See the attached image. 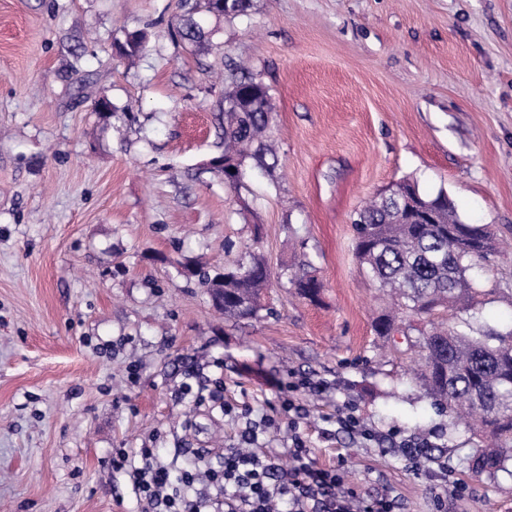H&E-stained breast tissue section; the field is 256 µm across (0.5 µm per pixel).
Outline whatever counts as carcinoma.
Instances as JSON below:
<instances>
[{"label":"carcinoma","mask_w":512,"mask_h":512,"mask_svg":"<svg viewBox=\"0 0 512 512\" xmlns=\"http://www.w3.org/2000/svg\"><path fill=\"white\" fill-rule=\"evenodd\" d=\"M190 4L175 35L193 51L208 46L205 17L236 18L246 14L250 0H233L219 10L214 0H182ZM146 40L143 32L129 33L122 54L134 58ZM225 107L221 155L245 166L246 161L269 171L277 166L268 133L273 107L268 87L243 77L224 90ZM409 196L436 216L434 224H419L400 213L397 200ZM355 257L377 290L393 298L395 311L376 317L377 336L391 339L392 331L407 336L422 362L414 381L440 412L473 420L477 443L470 457L472 470L489 478L512 463V326L479 325L475 316V274L480 262L496 249L493 233L484 224H463L444 191L422 195L408 181L396 183L356 213L352 223ZM311 275L296 273L291 284L310 301L321 289L309 287ZM270 284L267 264L259 256L228 271L224 303L215 307L232 319L252 318L261 309L262 290ZM444 309L455 324L433 326L432 317Z\"/></svg>","instance_id":"carcinoma-1"}]
</instances>
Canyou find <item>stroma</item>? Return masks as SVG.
<instances>
[{
    "label": "stroma",
    "mask_w": 512,
    "mask_h": 512,
    "mask_svg": "<svg viewBox=\"0 0 512 512\" xmlns=\"http://www.w3.org/2000/svg\"><path fill=\"white\" fill-rule=\"evenodd\" d=\"M180 14L0 0V512H142L113 449L179 469L246 426L195 408L187 375L263 412L291 372L329 385L300 425L318 466L400 512H512V475L472 474L471 434L408 382L406 343L375 335L385 302L351 227L393 183L446 191L499 241L477 317L512 324V0H251L208 17L197 53L169 33ZM133 31L147 40L129 59ZM241 64L270 89L278 165L236 189L205 164ZM252 251L262 308L224 318L189 271ZM305 262L316 303L290 283ZM349 405L378 444L331 422ZM409 436L443 456L411 464Z\"/></svg>",
    "instance_id": "35a3bbf8"
}]
</instances>
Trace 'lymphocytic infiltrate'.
<instances>
[{
  "label": "lymphocytic infiltrate",
  "mask_w": 512,
  "mask_h": 512,
  "mask_svg": "<svg viewBox=\"0 0 512 512\" xmlns=\"http://www.w3.org/2000/svg\"><path fill=\"white\" fill-rule=\"evenodd\" d=\"M278 406L263 414L266 425H287L291 436L290 467L277 465L270 451L257 448L255 431H245L240 445L225 449L224 469H194L173 478L169 468L150 465L152 449H140L131 457L114 449L113 469L128 471L136 497L147 499L165 512H276L278 503L289 502L291 512H394L387 497L368 498L351 486L341 468H320L310 459L311 450L299 432L306 396H322V381L301 377L280 382Z\"/></svg>",
  "instance_id": "lymphocytic-infiltrate-1"
}]
</instances>
